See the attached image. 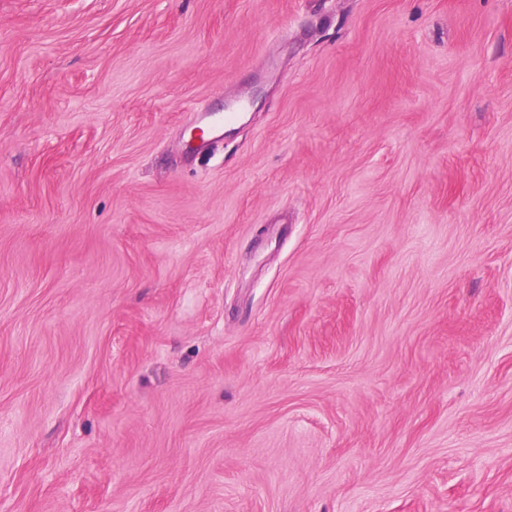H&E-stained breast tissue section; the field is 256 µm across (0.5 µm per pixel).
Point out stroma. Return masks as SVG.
Segmentation results:
<instances>
[{"mask_svg": "<svg viewBox=\"0 0 512 512\" xmlns=\"http://www.w3.org/2000/svg\"><path fill=\"white\" fill-rule=\"evenodd\" d=\"M0 512H512V0H0Z\"/></svg>", "mask_w": 512, "mask_h": 512, "instance_id": "obj_1", "label": "stroma"}]
</instances>
